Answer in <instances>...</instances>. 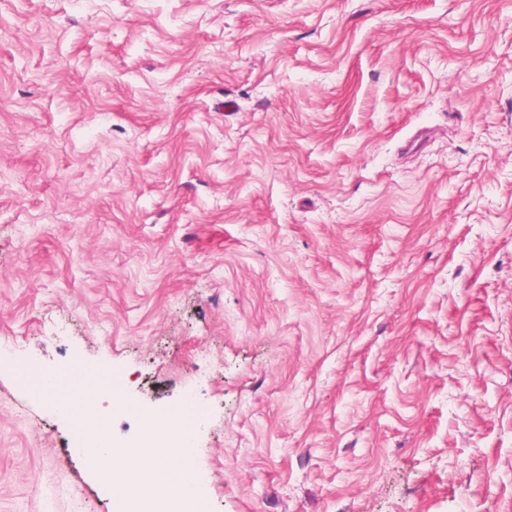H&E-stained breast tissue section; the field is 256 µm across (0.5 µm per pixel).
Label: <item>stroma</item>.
I'll return each mask as SVG.
<instances>
[{"label": "stroma", "mask_w": 512, "mask_h": 512, "mask_svg": "<svg viewBox=\"0 0 512 512\" xmlns=\"http://www.w3.org/2000/svg\"><path fill=\"white\" fill-rule=\"evenodd\" d=\"M102 362L202 512H512V0H0V512ZM87 378L82 374L77 381H64L54 375H45L38 378L37 384L42 391H50L58 398L63 411L71 413V403L66 397V392L72 386L82 388L84 384L87 385Z\"/></svg>", "instance_id": "1"}]
</instances>
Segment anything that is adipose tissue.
Segmentation results:
<instances>
[{"label":"adipose tissue","mask_w":512,"mask_h":512,"mask_svg":"<svg viewBox=\"0 0 512 512\" xmlns=\"http://www.w3.org/2000/svg\"><path fill=\"white\" fill-rule=\"evenodd\" d=\"M160 425L158 418H145L139 441L120 451L112 445L107 420L88 421L86 451L98 458L101 470L112 473L119 492L113 512H190L194 469L184 450L193 444L194 422L182 415L175 420L184 447L180 453L157 441Z\"/></svg>","instance_id":"obj_1"}]
</instances>
